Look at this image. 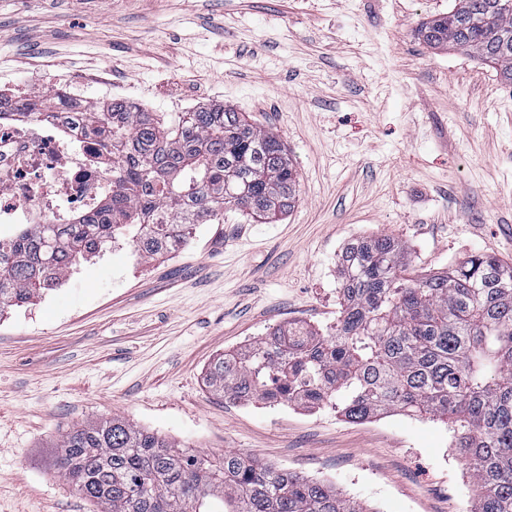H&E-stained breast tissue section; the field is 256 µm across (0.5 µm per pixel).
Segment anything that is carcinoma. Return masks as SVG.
Returning a JSON list of instances; mask_svg holds the SVG:
<instances>
[{
    "mask_svg": "<svg viewBox=\"0 0 512 512\" xmlns=\"http://www.w3.org/2000/svg\"><path fill=\"white\" fill-rule=\"evenodd\" d=\"M417 36L512 85V0H454ZM56 96L22 109L35 118ZM78 123L112 164V195L68 224L0 236V312L121 239L151 259L184 249L194 226L226 211L272 224L298 201L284 144L232 108L167 122L115 99L88 104ZM336 270L329 331L276 327L216 357L206 386L236 402L331 405L353 423L389 411L449 419L477 488L473 512H512V263L472 253L449 272L413 275L406 244L377 235L350 240ZM58 448L57 472L93 512H369L334 486L235 452L214 458L120 417L69 428Z\"/></svg>",
    "mask_w": 512,
    "mask_h": 512,
    "instance_id": "carcinoma-1",
    "label": "carcinoma"
}]
</instances>
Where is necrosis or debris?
<instances>
[{
	"label": "necrosis or debris",
	"mask_w": 512,
	"mask_h": 512,
	"mask_svg": "<svg viewBox=\"0 0 512 512\" xmlns=\"http://www.w3.org/2000/svg\"><path fill=\"white\" fill-rule=\"evenodd\" d=\"M91 139L53 111L46 120H0V227L69 223L112 193V169Z\"/></svg>",
	"instance_id": "obj_1"
}]
</instances>
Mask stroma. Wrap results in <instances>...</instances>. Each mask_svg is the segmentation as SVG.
I'll use <instances>...</instances> for the list:
<instances>
[{"label": "stroma", "mask_w": 512, "mask_h": 512, "mask_svg": "<svg viewBox=\"0 0 512 512\" xmlns=\"http://www.w3.org/2000/svg\"><path fill=\"white\" fill-rule=\"evenodd\" d=\"M452 0H0V83L107 73L165 119L219 104L287 146L284 220L225 212L187 248L126 245L0 316V512H91L54 467L66 427L120 416L213 456L250 454L337 485L370 512H471L446 423L210 392L217 355L269 329L335 324L336 256L387 234L415 272L512 259V87L414 34Z\"/></svg>", "instance_id": "stroma-1"}]
</instances>
